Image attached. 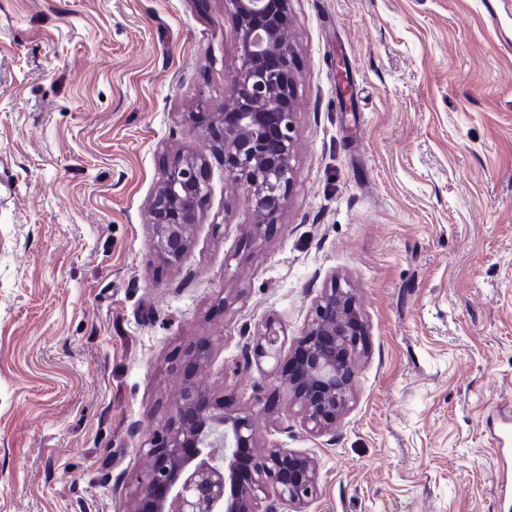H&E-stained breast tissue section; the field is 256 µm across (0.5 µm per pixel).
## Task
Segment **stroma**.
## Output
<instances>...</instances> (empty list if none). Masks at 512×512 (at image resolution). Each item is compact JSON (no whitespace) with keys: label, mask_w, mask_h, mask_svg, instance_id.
<instances>
[{"label":"stroma","mask_w":512,"mask_h":512,"mask_svg":"<svg viewBox=\"0 0 512 512\" xmlns=\"http://www.w3.org/2000/svg\"><path fill=\"white\" fill-rule=\"evenodd\" d=\"M290 0L294 177L264 238L197 135L237 64L225 0H0V512H129L186 377L313 455L307 512H504L512 414V0ZM358 96L344 111L336 60ZM209 196L181 263L167 159ZM368 322L354 402L309 435L242 350L332 281ZM209 185L202 157L179 154L167 165L151 201L153 250L164 263L181 262L195 240Z\"/></svg>","instance_id":"obj_1"}]
</instances>
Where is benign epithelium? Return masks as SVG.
Wrapping results in <instances>:
<instances>
[{
  "instance_id": "7a95c632",
  "label": "benign epithelium",
  "mask_w": 512,
  "mask_h": 512,
  "mask_svg": "<svg viewBox=\"0 0 512 512\" xmlns=\"http://www.w3.org/2000/svg\"><path fill=\"white\" fill-rule=\"evenodd\" d=\"M234 18L238 63L227 76L230 95L221 112H196L198 135L224 155V175L239 181L256 216L252 231L285 208L294 160L295 52L284 34L289 0H225ZM209 185L202 157L179 154L167 165L151 201L153 250L158 259L182 261L195 240ZM367 325L353 289L334 282L315 301L291 355L288 379L297 416L317 437L336 428L353 400ZM280 330L268 322L246 344L245 364L279 361ZM207 395L182 384L168 424L149 441L152 468L138 479L134 512H306L318 496L315 457L271 445L257 447L252 415L204 405ZM224 448L217 456L214 448ZM255 449L247 479L237 450Z\"/></svg>"
}]
</instances>
